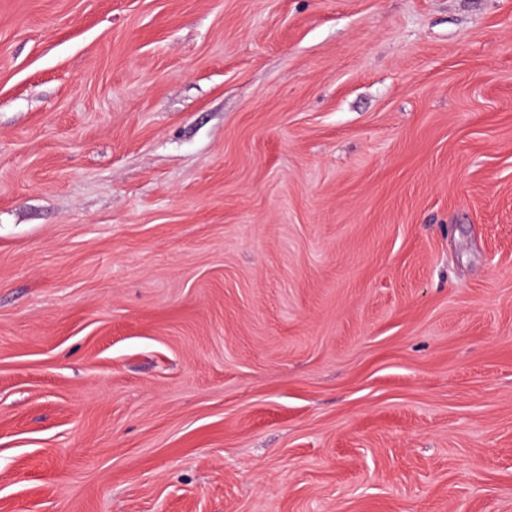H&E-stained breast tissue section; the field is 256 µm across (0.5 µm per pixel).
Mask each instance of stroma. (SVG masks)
Wrapping results in <instances>:
<instances>
[{
  "label": "stroma",
  "mask_w": 512,
  "mask_h": 512,
  "mask_svg": "<svg viewBox=\"0 0 512 512\" xmlns=\"http://www.w3.org/2000/svg\"><path fill=\"white\" fill-rule=\"evenodd\" d=\"M0 512H512V0H0Z\"/></svg>",
  "instance_id": "obj_1"
}]
</instances>
